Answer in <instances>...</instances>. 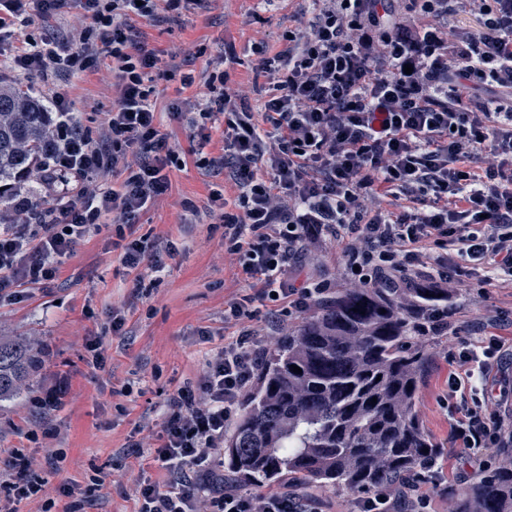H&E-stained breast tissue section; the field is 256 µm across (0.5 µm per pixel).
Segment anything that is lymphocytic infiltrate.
I'll return each mask as SVG.
<instances>
[{
	"mask_svg": "<svg viewBox=\"0 0 512 512\" xmlns=\"http://www.w3.org/2000/svg\"><path fill=\"white\" fill-rule=\"evenodd\" d=\"M302 0L278 51L258 45L266 82L251 89L228 71L205 82L199 116L224 122V153L198 168L223 172L230 197L212 194L250 293L227 303L236 331L208 354L200 374L164 401L160 442L150 449L165 483L143 477L138 512H315L314 500L285 490L255 494L225 480L215 458L224 431L262 363L249 321L270 303L275 333L326 299L330 281L298 280L316 245L341 250L338 275L355 287L512 285V0ZM203 0H0V56L31 75L92 72L111 59L118 95L100 135L76 122L56 90L49 196L32 202L12 189L0 214V299L54 281L64 260L106 222L133 226L170 187L179 156L157 122L152 99L159 54L138 39L142 20H177ZM76 9L86 24L77 45L27 35L17 23ZM412 73H405V66ZM129 270L160 273L175 246L114 241ZM504 344L480 333L448 375L454 442L503 445L489 401L490 372ZM0 493L37 496L44 483L30 457L0 458Z\"/></svg>",
	"mask_w": 512,
	"mask_h": 512,
	"instance_id": "lymphocytic-infiltrate-1",
	"label": "lymphocytic infiltrate"
}]
</instances>
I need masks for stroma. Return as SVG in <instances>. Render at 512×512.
<instances>
[{
	"label": "stroma",
	"instance_id": "stroma-1",
	"mask_svg": "<svg viewBox=\"0 0 512 512\" xmlns=\"http://www.w3.org/2000/svg\"><path fill=\"white\" fill-rule=\"evenodd\" d=\"M298 7V0H276L271 6L263 0H206L178 21H142L137 29L163 61L193 71L198 82L214 70L225 47L233 46L232 78L260 85L264 78L256 69L254 43L263 34L276 37ZM82 24L72 9L18 27L17 35L71 40ZM0 78L46 98L64 89L77 120L94 130L116 96L108 60L96 71L65 78L30 76L0 64ZM154 86L162 129L183 161L169 172L168 193L134 226L136 236L161 248L171 241L179 249L161 283L150 290L137 287V280L148 282L153 275L145 269L130 272L121 264L112 249L117 229L111 225L82 242L49 287L29 288L22 301L0 303V329L37 337L49 349L36 392L60 377L69 379L67 394L51 415H40L28 396L0 413V457L16 449L26 452L45 481L40 495L17 504V512H66L72 506L79 512H137L138 484L143 471H151L147 451L157 444L167 394L196 377L205 354L232 335L224 324V304L248 291L234 262L224 257L223 225L206 212L210 194L223 190L224 177L202 174L196 165L200 157L223 154L224 127L210 121L191 127L171 117L173 106L198 103L197 86L185 88L163 78ZM185 199L195 202L197 212L181 208ZM453 295L449 333L428 343L430 363L418 402L423 426L441 450L448 484L438 512H456L459 492L493 469L502 455L501 449H490L479 466L454 447L448 422V374L456 368L451 357L474 339L478 327L500 314L507 322L497 333L512 347V288L473 285L454 289ZM116 309L123 317L117 333L112 330ZM93 337L103 344L100 366L90 362L85 349ZM133 441L143 444L144 454L130 449ZM65 484L74 486L73 496L61 495Z\"/></svg>",
	"mask_w": 512,
	"mask_h": 512
}]
</instances>
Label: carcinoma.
I'll return each mask as SVG.
<instances>
[{"instance_id":"obj_1","label":"carcinoma","mask_w":512,"mask_h":512,"mask_svg":"<svg viewBox=\"0 0 512 512\" xmlns=\"http://www.w3.org/2000/svg\"><path fill=\"white\" fill-rule=\"evenodd\" d=\"M49 137L43 101L0 80V204L40 173ZM448 301L446 288L336 289L288 327L257 373L224 432V467L247 485L291 477L352 494L419 478L420 462L440 455L418 401L433 315ZM43 355L27 338L0 335V408L33 391ZM458 512H512V457L460 494Z\"/></svg>"}]
</instances>
